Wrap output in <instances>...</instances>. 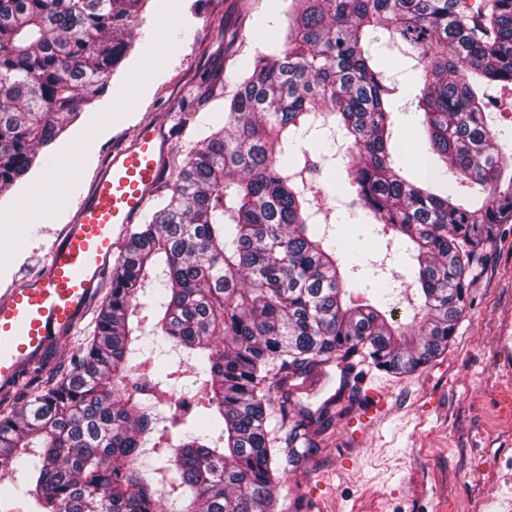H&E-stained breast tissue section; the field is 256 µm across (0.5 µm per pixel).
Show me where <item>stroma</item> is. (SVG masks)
Segmentation results:
<instances>
[{"mask_svg":"<svg viewBox=\"0 0 512 512\" xmlns=\"http://www.w3.org/2000/svg\"><path fill=\"white\" fill-rule=\"evenodd\" d=\"M289 0H149L132 27L126 59L79 120L0 194V289L39 275L57 232L76 212V186H90L115 148L140 125L164 139L150 200L167 195L179 163L224 117L237 62L280 50ZM123 105L114 108L116 93ZM57 168L50 191L37 189ZM473 286L447 351L412 373L357 368L362 399L290 473L275 512H502L512 500V223L501 225L471 272ZM24 377L41 387L72 367L109 293ZM386 397L384 420L364 415Z\"/></svg>","mask_w":512,"mask_h":512,"instance_id":"stroma-1","label":"stroma"}]
</instances>
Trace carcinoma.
<instances>
[{
	"instance_id": "obj_1",
	"label": "carcinoma",
	"mask_w": 512,
	"mask_h": 512,
	"mask_svg": "<svg viewBox=\"0 0 512 512\" xmlns=\"http://www.w3.org/2000/svg\"><path fill=\"white\" fill-rule=\"evenodd\" d=\"M147 2L0 0V192L103 93ZM395 51L415 78L388 75ZM234 79L224 126L128 234L78 364L4 400L0 472H26L30 512H273L314 436L347 411L339 396L289 416L298 381L337 361L402 374L442 354L470 264L512 221L498 128L512 123V0H294L282 50L243 60ZM399 100L427 141L411 157L393 141ZM313 130L385 252L347 246L297 149ZM405 255L406 324L390 302ZM161 342L193 362L192 389L180 365L150 357L130 382L131 356ZM169 399L187 409L160 427Z\"/></svg>"
}]
</instances>
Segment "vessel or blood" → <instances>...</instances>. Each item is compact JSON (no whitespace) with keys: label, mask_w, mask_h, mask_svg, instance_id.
Masks as SVG:
<instances>
[{"label":"vessel or blood","mask_w":512,"mask_h":512,"mask_svg":"<svg viewBox=\"0 0 512 512\" xmlns=\"http://www.w3.org/2000/svg\"><path fill=\"white\" fill-rule=\"evenodd\" d=\"M163 150L158 130L147 125L113 151L79 198L72 223L60 230L43 273L0 296V387H12L25 367L88 313L115 235L146 209L161 177Z\"/></svg>","instance_id":"b4317fda"}]
</instances>
